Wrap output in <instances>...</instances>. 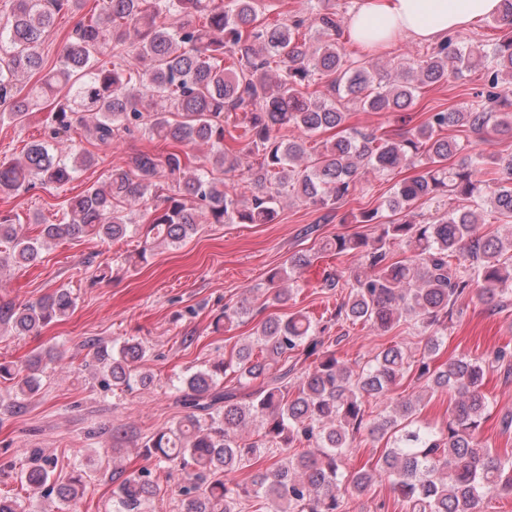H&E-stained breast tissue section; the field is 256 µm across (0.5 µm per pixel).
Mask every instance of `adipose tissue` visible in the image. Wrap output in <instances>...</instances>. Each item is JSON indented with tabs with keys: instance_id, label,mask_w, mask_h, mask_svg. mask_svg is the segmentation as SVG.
I'll return each mask as SVG.
<instances>
[{
	"instance_id": "ef3b65f1",
	"label": "adipose tissue",
	"mask_w": 512,
	"mask_h": 512,
	"mask_svg": "<svg viewBox=\"0 0 512 512\" xmlns=\"http://www.w3.org/2000/svg\"><path fill=\"white\" fill-rule=\"evenodd\" d=\"M501 0H359L346 20L354 44L385 48L401 38L445 41L498 15Z\"/></svg>"
}]
</instances>
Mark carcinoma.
Returning a JSON list of instances; mask_svg holds the SVG:
<instances>
[{
  "label": "carcinoma",
  "instance_id": "1",
  "mask_svg": "<svg viewBox=\"0 0 512 512\" xmlns=\"http://www.w3.org/2000/svg\"><path fill=\"white\" fill-rule=\"evenodd\" d=\"M13 11L0 27V121L20 124L36 98L53 97L47 139L30 144L24 155L0 162V194H10L34 181L62 185L92 166L89 152L73 154L64 146L68 133L85 130L97 144L113 141L142 128L152 139L174 147L163 157L143 152L127 168L115 167L101 185L71 198L57 222L44 224L31 237L9 214H0V273L10 266L36 262L44 247L56 240L92 235L114 242L139 234L141 250L127 259L136 269L148 252L163 244L177 247L196 233L204 216L212 224H271L278 216L282 191L318 209H332L356 190L367 171L384 174L402 167L423 173L398 184L386 209L395 221H380L379 210L361 213L360 224H376L373 240L337 235L322 242L325 252L361 253L370 270L329 276L327 288L349 289L331 319L341 326L363 322L387 332L410 319L426 335L418 379L425 390L454 395L451 418L437 429L415 420L420 399L392 400L394 388L414 361L398 344L374 354L355 370L336 357L327 326L300 311L285 318L267 317L256 330L260 357L252 345L236 357L198 370L184 380L182 406L190 409L173 427L144 441L159 462L182 471L184 512H239L241 500L262 499L266 512H344L346 497L372 483L386 480L406 503L408 512H483L494 492L512 494V457H503L481 442L478 430L490 407L483 380L490 369L512 376L508 353L490 357L463 355L442 369L430 368L447 331L453 307L470 294L498 308L512 301V228L505 237L480 235L476 226L486 208L512 225V154L495 158L499 177L487 174L476 155L458 164L448 159L462 151L454 139L439 132L450 126L475 131L512 132V113L500 110L508 99L498 91L500 79L512 84V0H501L493 28L505 34L491 49L464 46L450 37L427 58L407 62L400 80H389L364 63L346 59L338 39L336 13L318 11L308 18L269 25L262 21L260 0H97L66 43L59 65L35 86L31 96L14 92L19 77L43 68V45L57 11L84 6V0H13ZM183 22L173 28L167 16ZM131 41L122 63L107 67L98 54L107 39ZM236 64L224 67V56ZM482 69L490 91L486 103L470 112H434L404 138L354 131L311 151L307 140L317 133L344 127L343 99L359 101L367 112H398L409 108L418 89L448 82L464 70ZM242 113L248 151L257 155L249 168L254 192L243 198L224 180L189 167L187 147L206 146L215 162L231 172L237 158L224 154V118ZM292 126L295 139L277 135ZM176 183L160 202L157 180ZM454 197L471 202L418 220L421 200ZM400 243L410 256L396 260L390 244ZM311 256L292 255L272 271L275 300L287 302L297 270ZM76 301L59 288L22 307L0 306V329L25 335L68 315ZM253 309L245 300L224 306L215 325H231ZM146 349L125 342L115 352L93 347L92 358L112 386L126 391L146 386L152 377L139 371ZM38 354L20 367L0 364V379L12 382L19 406L39 390L37 373L46 369ZM237 388L221 387L227 372ZM297 384L294 397L288 386ZM390 402L385 413L366 420L365 400ZM261 421V439L249 441L243 432ZM389 445L375 468L344 474L346 452L361 431ZM309 449L292 454L290 450ZM271 448L280 458L270 470L248 482L228 475ZM27 467L20 480L40 497L62 504L83 495L77 475L62 483L52 480L54 460L42 448L26 450ZM117 484L113 512H143L156 494L143 474L112 470Z\"/></svg>",
  "mask_w": 512,
  "mask_h": 512
}]
</instances>
